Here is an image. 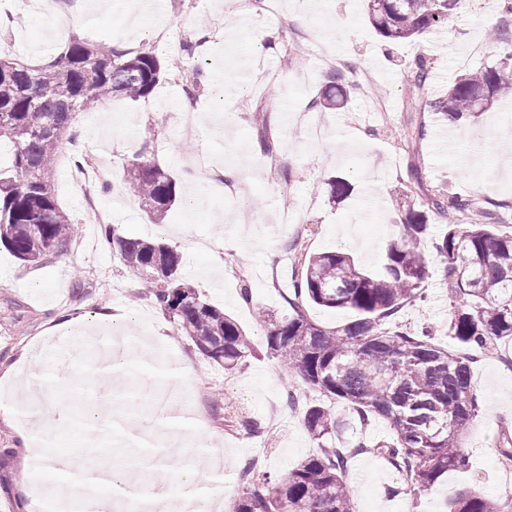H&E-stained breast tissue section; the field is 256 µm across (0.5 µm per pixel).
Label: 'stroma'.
<instances>
[{"mask_svg":"<svg viewBox=\"0 0 512 512\" xmlns=\"http://www.w3.org/2000/svg\"><path fill=\"white\" fill-rule=\"evenodd\" d=\"M160 2L158 9L145 11L138 0H112L63 30L48 6L0 0V16L11 19L10 25L0 27V54L21 63L41 64L56 44L72 37L89 42L124 39L130 50L150 48L163 58L181 56L187 67H201L211 76L193 100L198 114L193 139L180 133L188 99L174 71L148 97L134 102L115 98L79 113L73 123L76 138L63 140L55 174L58 202L75 224L72 238L58 256L38 267L24 265L0 247V512H40V500L50 487L24 464L26 428L17 417L12 393L25 387L39 393L44 415L40 435L60 430L58 404L35 373L68 370L66 364H51L46 358L68 337L60 327L62 316L105 340L110 331L102 326V315L121 309L129 331L140 341L162 339L171 359H190L184 406L206 407L201 429L219 440L227 476L263 453L267 472L281 477L318 450L303 425L302 410L315 395L269 356L266 329L256 316L260 308L276 318L288 311L286 296L300 269L286 243L299 235L304 253L343 252L363 268L378 269L386 244L401 233L393 199L394 187L401 184L422 198L440 188L464 199L486 196L497 205L496 230L512 234V172L500 163L512 151L507 146L512 140V97L454 125L453 153L435 149L442 119L422 104L406 103V65L420 55L432 60L425 93L429 99L447 92L467 71L501 62L512 70V60L504 61L502 50L486 44L489 32L512 28V16L504 17L500 0H485L481 9L472 0H460L442 28L395 45L377 36L361 0H278L280 13L258 9L256 16L263 20L259 26L230 0ZM301 13L307 16L303 26L296 22ZM338 16L347 20V28L334 26ZM272 28L280 30L279 42L268 39ZM475 42L485 44L484 55L458 65ZM325 53L344 60L351 85L341 108L313 113L322 129L314 138L298 115L322 89L330 70L321 60ZM259 116L272 132L273 153L264 152L254 130ZM418 126L426 131L423 139L406 137L407 128ZM198 151L210 154L209 170L187 165V157ZM142 152L177 181L178 199L158 220L121 183L125 162ZM77 154L101 158L107 170L105 185L95 197L108 210L110 225L122 235L176 248L187 281L252 336L256 350L241 368L228 372L214 365L190 339L175 335L169 318L141 293L137 275L121 263L100 225L87 219L81 193L70 187ZM228 162L243 168L238 193L231 199L225 196L220 174ZM333 176L354 187L338 203L328 199L326 182ZM285 212L294 215V224H280ZM466 221V213L454 210L443 218L431 217L433 239L447 225ZM433 239L425 244L426 299L403 308L396 322L408 329L432 327L447 346L450 306ZM245 287L252 295L248 303L241 298ZM472 385L482 414L465 434L469 468L449 472L424 496L393 497L386 490L400 484V477L374 454L355 455L346 473L354 512H443L446 502L466 487L500 496L496 436L503 424L512 425L511 340L501 342L497 353L480 356ZM291 391L300 393L301 406H288ZM273 407L285 420L274 430L268 427ZM332 409L342 423L337 447H350L360 436L378 441L389 434L383 420L363 426L345 404H333ZM241 414L267 425L266 434L248 437L234 421Z\"/></svg>","mask_w":512,"mask_h":512,"instance_id":"stroma-1","label":"stroma"}]
</instances>
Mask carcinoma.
<instances>
[{"instance_id":"obj_1","label":"carcinoma","mask_w":512,"mask_h":512,"mask_svg":"<svg viewBox=\"0 0 512 512\" xmlns=\"http://www.w3.org/2000/svg\"><path fill=\"white\" fill-rule=\"evenodd\" d=\"M457 0H367V16L390 43L419 38L448 21ZM169 69L152 51L117 53L106 42L71 40L51 65L28 66L0 57V143L13 148L12 164L0 169V244L23 263L42 265L68 242L72 222L54 189L57 147L73 115L113 98L149 96ZM417 102L431 79L429 58L407 63ZM342 73L311 106L330 109L340 96ZM512 92V74L487 66L458 78L448 92L429 103L433 112L457 123ZM123 184L154 217L177 197L172 175L137 156L123 172ZM402 235L392 240L380 269L367 271L352 257L327 252L303 255L301 277L287 303L291 313L275 319L266 336L268 353L283 362L307 388L352 411L361 424L381 419L391 434L367 445L405 475L390 493L418 495L431 490L450 470L469 467L467 427L481 413L472 386L473 353L491 354L512 339V236L496 232L491 201L466 202L433 194L423 208L408 190L398 192ZM450 210L476 213L470 224H450L436 243L442 280L451 305L449 349L432 328L419 331L392 322L398 311L422 298L428 267L423 243L432 215ZM104 237L125 266L148 284V297L212 363L234 370L253 352L247 332L223 310L204 300L181 273L182 257L150 239L121 237L104 226ZM346 309L352 319L327 328L309 317L304 302ZM303 423L318 441L316 454L288 475L266 473L241 483L229 512H353L344 480L348 458L329 445L340 422L330 407L312 402ZM446 512H512V495L490 499L465 488Z\"/></svg>"}]
</instances>
